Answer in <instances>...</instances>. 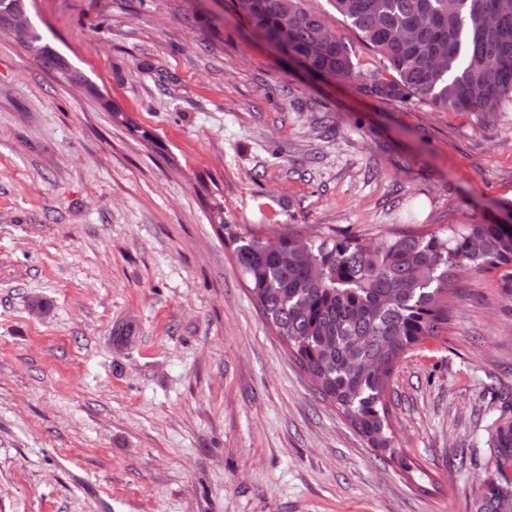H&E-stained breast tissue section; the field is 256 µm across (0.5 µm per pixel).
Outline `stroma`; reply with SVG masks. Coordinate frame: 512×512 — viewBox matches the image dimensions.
Listing matches in <instances>:
<instances>
[{"label": "stroma", "instance_id": "1", "mask_svg": "<svg viewBox=\"0 0 512 512\" xmlns=\"http://www.w3.org/2000/svg\"><path fill=\"white\" fill-rule=\"evenodd\" d=\"M304 4L382 69L331 0ZM29 17L84 81L0 35V512H474L512 398V280L461 274L446 333L397 363L407 472L320 397L229 236L501 217L512 101L484 125L312 77L237 0H33Z\"/></svg>", "mask_w": 512, "mask_h": 512}]
</instances>
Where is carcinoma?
<instances>
[{"label":"carcinoma","mask_w":512,"mask_h":512,"mask_svg":"<svg viewBox=\"0 0 512 512\" xmlns=\"http://www.w3.org/2000/svg\"><path fill=\"white\" fill-rule=\"evenodd\" d=\"M389 75H362L346 45L303 0H246L249 22L317 76L356 81L378 99H417L490 121L512 100V0H332ZM35 53L64 70L34 31ZM234 254L265 320L312 373L320 396L402 467L388 423L387 390L408 350L448 329V282L461 269L512 267V222L450 225L442 234L400 231L367 244L356 238L234 239ZM497 477L475 512L512 506V422L491 428Z\"/></svg>","instance_id":"carcinoma-1"}]
</instances>
